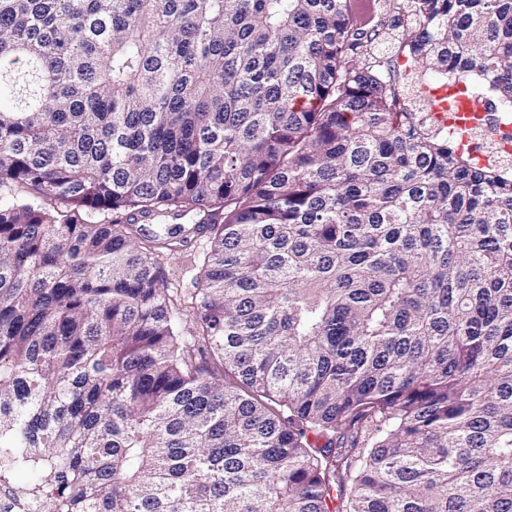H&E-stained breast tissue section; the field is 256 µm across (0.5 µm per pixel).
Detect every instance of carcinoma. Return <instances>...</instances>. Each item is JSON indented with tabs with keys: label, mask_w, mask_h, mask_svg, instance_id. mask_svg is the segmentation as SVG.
<instances>
[{
	"label": "carcinoma",
	"mask_w": 512,
	"mask_h": 512,
	"mask_svg": "<svg viewBox=\"0 0 512 512\" xmlns=\"http://www.w3.org/2000/svg\"><path fill=\"white\" fill-rule=\"evenodd\" d=\"M405 2L411 69L512 112V0ZM383 27L351 0H0V182L74 208L0 197L17 498L512 512V172L418 123ZM127 212L209 232L195 318Z\"/></svg>",
	"instance_id": "obj_1"
}]
</instances>
